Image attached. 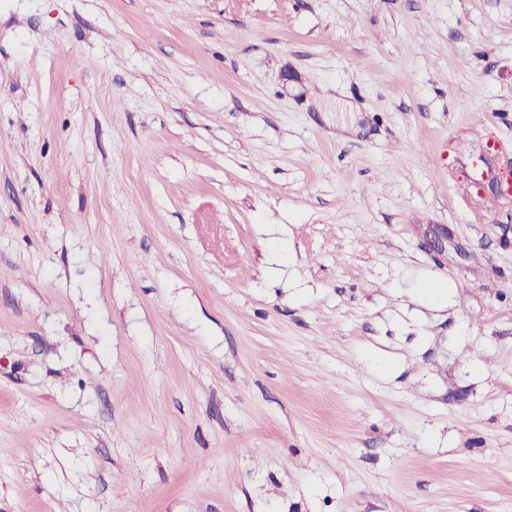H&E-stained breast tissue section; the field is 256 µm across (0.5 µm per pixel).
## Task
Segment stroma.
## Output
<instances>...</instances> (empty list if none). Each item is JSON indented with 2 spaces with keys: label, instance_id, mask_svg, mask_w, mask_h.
<instances>
[{
  "label": "stroma",
  "instance_id": "35a3bbf8",
  "mask_svg": "<svg viewBox=\"0 0 512 512\" xmlns=\"http://www.w3.org/2000/svg\"><path fill=\"white\" fill-rule=\"evenodd\" d=\"M510 182L512 0H0V512H512Z\"/></svg>",
  "mask_w": 512,
  "mask_h": 512
}]
</instances>
